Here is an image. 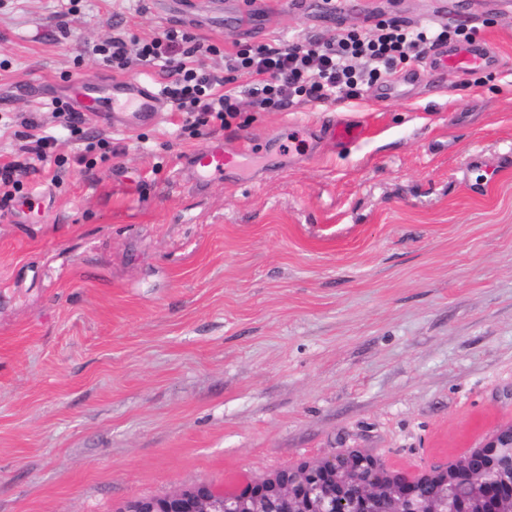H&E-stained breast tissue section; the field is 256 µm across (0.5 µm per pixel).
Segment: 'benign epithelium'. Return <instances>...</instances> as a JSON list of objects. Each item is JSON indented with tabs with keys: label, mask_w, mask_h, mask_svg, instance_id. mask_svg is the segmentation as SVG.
I'll use <instances>...</instances> for the list:
<instances>
[{
	"label": "benign epithelium",
	"mask_w": 512,
	"mask_h": 512,
	"mask_svg": "<svg viewBox=\"0 0 512 512\" xmlns=\"http://www.w3.org/2000/svg\"><path fill=\"white\" fill-rule=\"evenodd\" d=\"M512 501V428L463 460L420 476L390 471L359 450L278 471L220 494L205 483L121 512H502Z\"/></svg>",
	"instance_id": "benign-epithelium-1"
}]
</instances>
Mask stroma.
I'll list each match as a JSON object with an SVG mask.
<instances>
[{"label": "stroma", "instance_id": "obj_1", "mask_svg": "<svg viewBox=\"0 0 512 512\" xmlns=\"http://www.w3.org/2000/svg\"><path fill=\"white\" fill-rule=\"evenodd\" d=\"M273 0L264 28L167 0H0V165L47 217L0 210V512H121L360 450L420 472L512 426V16L495 0ZM498 70L426 73L404 95L158 122L84 137L52 112L118 71L94 46L188 31L219 55L417 25L437 8ZM357 122L356 141L326 127ZM64 166L27 162L23 120ZM250 142L249 172L197 189L184 163ZM292 141L291 160L266 149ZM106 140L114 151L86 152ZM89 154L91 165L76 158Z\"/></svg>", "mask_w": 512, "mask_h": 512}]
</instances>
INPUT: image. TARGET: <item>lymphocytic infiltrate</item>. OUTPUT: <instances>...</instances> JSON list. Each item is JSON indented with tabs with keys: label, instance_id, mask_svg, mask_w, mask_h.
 <instances>
[{
	"label": "lymphocytic infiltrate",
	"instance_id": "lymphocytic-infiltrate-1",
	"mask_svg": "<svg viewBox=\"0 0 512 512\" xmlns=\"http://www.w3.org/2000/svg\"><path fill=\"white\" fill-rule=\"evenodd\" d=\"M465 25L435 23L411 26L402 20H378L372 34L344 31L321 42H278L241 47L225 53L224 70H207L201 57L216 53L215 45L201 44L190 32L166 30L162 35L128 45L123 36L97 47L106 65L126 70L131 58L144 63L164 62L170 80L162 94L178 111L195 112L210 121H226L240 110L230 74L248 77L253 107L283 109L297 101L336 102L353 99L363 87L388 77L400 65L425 57L437 43L469 42Z\"/></svg>",
	"mask_w": 512,
	"mask_h": 512
}]
</instances>
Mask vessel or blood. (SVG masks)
I'll return each mask as SVG.
<instances>
[{
	"mask_svg": "<svg viewBox=\"0 0 512 512\" xmlns=\"http://www.w3.org/2000/svg\"><path fill=\"white\" fill-rule=\"evenodd\" d=\"M423 64L433 75L450 71L466 75L497 69L499 57L485 41L475 40L452 47L436 46L426 55ZM78 109L109 116L113 124L131 127L158 121L161 102L149 81L134 77L113 82L112 94L107 98L99 96L96 90L82 88ZM239 164L238 155L225 153L223 139L217 138L205 150L192 154L185 169L196 185L204 186L223 179L225 170Z\"/></svg>",
	"mask_w": 512,
	"mask_h": 512,
	"instance_id": "vessel-or-blood-1",
	"label": "vessel or blood"
}]
</instances>
